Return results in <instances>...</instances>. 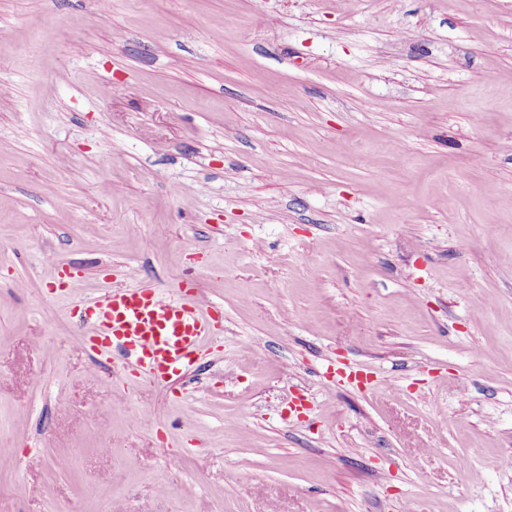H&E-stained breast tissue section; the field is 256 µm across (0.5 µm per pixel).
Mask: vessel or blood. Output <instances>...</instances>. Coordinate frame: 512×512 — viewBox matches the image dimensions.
<instances>
[{
    "label": "vessel or blood",
    "instance_id": "b4317fda",
    "mask_svg": "<svg viewBox=\"0 0 512 512\" xmlns=\"http://www.w3.org/2000/svg\"><path fill=\"white\" fill-rule=\"evenodd\" d=\"M79 319L92 358L111 357L112 380L161 379L192 364L213 333L214 308L184 279L166 290L112 289L86 306Z\"/></svg>",
    "mask_w": 512,
    "mask_h": 512
}]
</instances>
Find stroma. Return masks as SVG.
Segmentation results:
<instances>
[{"label": "stroma", "instance_id": "stroma-1", "mask_svg": "<svg viewBox=\"0 0 512 512\" xmlns=\"http://www.w3.org/2000/svg\"><path fill=\"white\" fill-rule=\"evenodd\" d=\"M180 279L200 388L113 384L71 308ZM0 448V512H512V0H0Z\"/></svg>", "mask_w": 512, "mask_h": 512}]
</instances>
